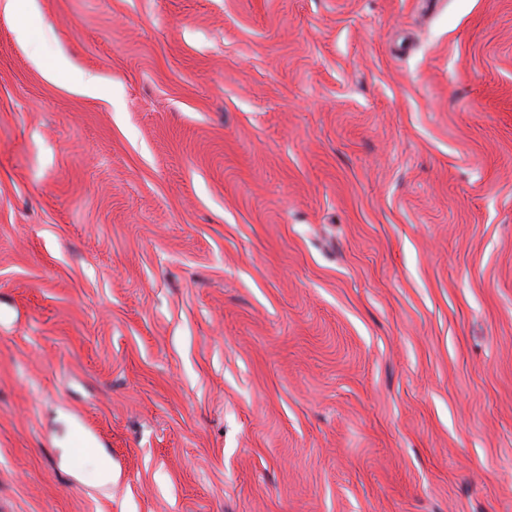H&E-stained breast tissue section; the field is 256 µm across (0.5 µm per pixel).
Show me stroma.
Returning a JSON list of instances; mask_svg holds the SVG:
<instances>
[{
    "mask_svg": "<svg viewBox=\"0 0 512 512\" xmlns=\"http://www.w3.org/2000/svg\"><path fill=\"white\" fill-rule=\"evenodd\" d=\"M34 5L0 512H512V0Z\"/></svg>",
    "mask_w": 512,
    "mask_h": 512,
    "instance_id": "35a3bbf8",
    "label": "stroma"
}]
</instances>
